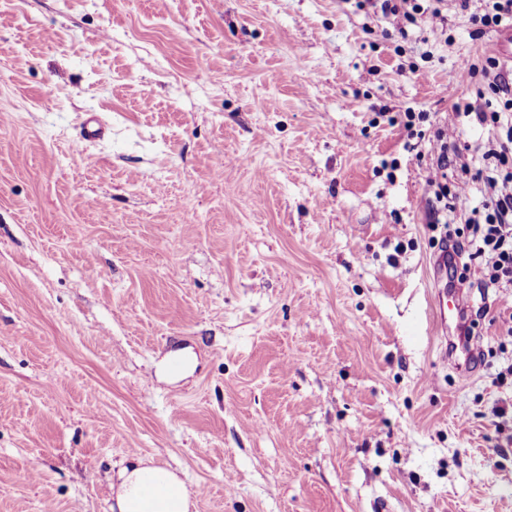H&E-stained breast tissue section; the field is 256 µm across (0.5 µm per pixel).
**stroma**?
Listing matches in <instances>:
<instances>
[{
	"label": "stroma",
	"instance_id": "stroma-1",
	"mask_svg": "<svg viewBox=\"0 0 512 512\" xmlns=\"http://www.w3.org/2000/svg\"><path fill=\"white\" fill-rule=\"evenodd\" d=\"M497 39L453 6L404 40L359 0H0V512H112L134 454L193 512H512V316L464 287L449 361L387 120L450 122Z\"/></svg>",
	"mask_w": 512,
	"mask_h": 512
}]
</instances>
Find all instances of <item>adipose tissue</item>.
I'll use <instances>...</instances> for the list:
<instances>
[{
  "mask_svg": "<svg viewBox=\"0 0 512 512\" xmlns=\"http://www.w3.org/2000/svg\"><path fill=\"white\" fill-rule=\"evenodd\" d=\"M118 512H189L186 483L173 471L137 459L119 469Z\"/></svg>",
  "mask_w": 512,
  "mask_h": 512,
  "instance_id": "1",
  "label": "adipose tissue"
}]
</instances>
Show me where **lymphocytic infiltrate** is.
<instances>
[{
  "label": "lymphocytic infiltrate",
  "mask_w": 512,
  "mask_h": 512,
  "mask_svg": "<svg viewBox=\"0 0 512 512\" xmlns=\"http://www.w3.org/2000/svg\"><path fill=\"white\" fill-rule=\"evenodd\" d=\"M374 12L395 22L401 37L410 28L444 23V0H368ZM458 9L489 31L512 27V0H456ZM474 96L453 104L458 125L427 135L426 112H404L400 124L407 139H429L426 167L431 223L449 256L476 262L481 288H512V68L487 55L462 66ZM492 128L495 138L482 153L481 168H471L460 139L467 128ZM459 178L449 182V170Z\"/></svg>",
  "instance_id": "1"
}]
</instances>
